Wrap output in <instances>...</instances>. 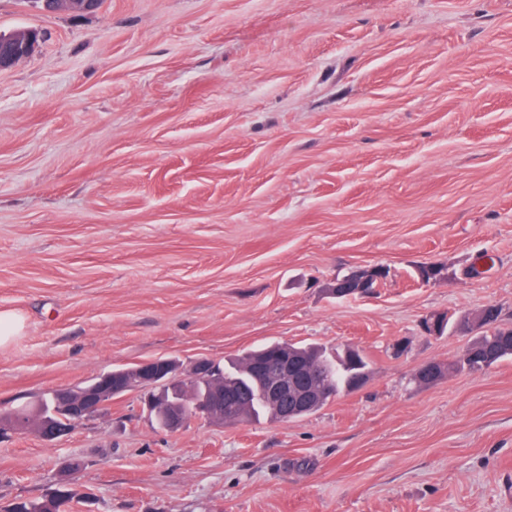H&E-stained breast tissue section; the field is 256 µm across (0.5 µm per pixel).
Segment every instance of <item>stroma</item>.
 <instances>
[{"mask_svg": "<svg viewBox=\"0 0 512 512\" xmlns=\"http://www.w3.org/2000/svg\"><path fill=\"white\" fill-rule=\"evenodd\" d=\"M0 414L143 361L362 349L288 422L156 428L142 391L62 440L0 437V507L79 462L73 512H512V358L421 385L512 325V0H0ZM437 264V280H419ZM367 266L371 298L326 289ZM32 30L37 29L26 31L24 38L16 36L15 32L0 33V72L12 69L19 61L29 56L32 51L28 49L41 38L39 31L35 35L36 32ZM25 326L24 317L16 312H0V346L7 345L20 335ZM290 345L308 360L315 373L313 381L325 390L324 402L310 414L322 408L339 394L354 391L357 389L359 381L367 376L368 362L358 350H353L354 354L347 356L338 353L333 356L316 346Z\"/></svg>", "mask_w": 512, "mask_h": 512, "instance_id": "35a3bbf8", "label": "stroma"}]
</instances>
